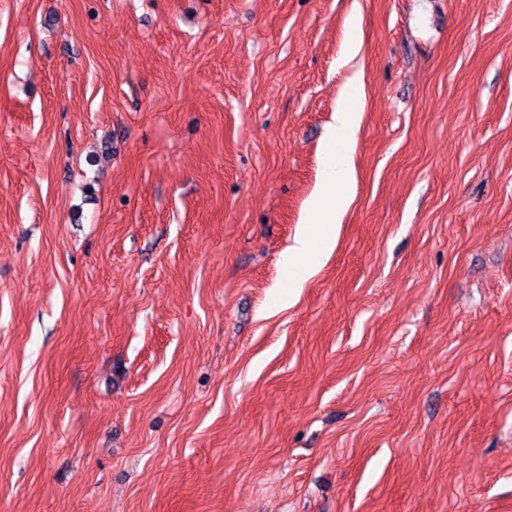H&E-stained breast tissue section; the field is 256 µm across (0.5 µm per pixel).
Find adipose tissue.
<instances>
[{
    "mask_svg": "<svg viewBox=\"0 0 512 512\" xmlns=\"http://www.w3.org/2000/svg\"><path fill=\"white\" fill-rule=\"evenodd\" d=\"M362 97L360 77L344 84L319 172L314 210L308 218L309 223L321 225V235L315 240L308 231H301L283 257L288 279L295 287H302L320 260L332 250L336 226L342 222L354 192L356 172L350 147L356 140Z\"/></svg>",
    "mask_w": 512,
    "mask_h": 512,
    "instance_id": "adipose-tissue-1",
    "label": "adipose tissue"
}]
</instances>
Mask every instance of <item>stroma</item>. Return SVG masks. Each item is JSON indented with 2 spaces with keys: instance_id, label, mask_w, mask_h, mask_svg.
I'll use <instances>...</instances> for the list:
<instances>
[{
  "instance_id": "stroma-1",
  "label": "stroma",
  "mask_w": 512,
  "mask_h": 512,
  "mask_svg": "<svg viewBox=\"0 0 512 512\" xmlns=\"http://www.w3.org/2000/svg\"><path fill=\"white\" fill-rule=\"evenodd\" d=\"M0 512H512V0H0ZM363 97V84L354 76L344 84L340 103L335 111L327 151L319 172V188L314 210L301 224H321V235L317 243L306 228L295 239L283 257V266L288 279L296 288L312 276L320 260L328 255L335 244L336 224H342L356 184V172L352 162V147L358 130V112ZM336 141L346 150L336 153Z\"/></svg>"
}]
</instances>
